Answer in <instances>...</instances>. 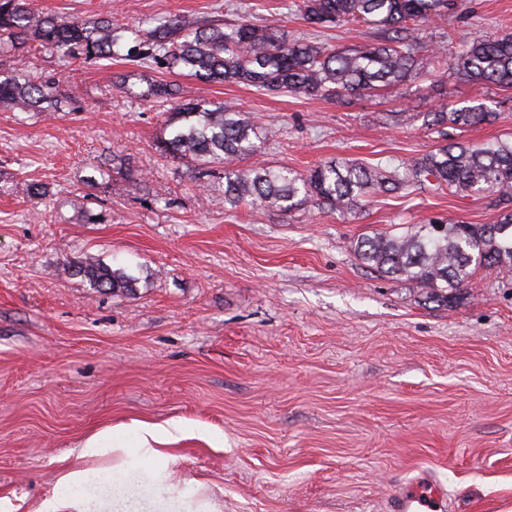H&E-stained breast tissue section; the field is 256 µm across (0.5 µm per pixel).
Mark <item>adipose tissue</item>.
<instances>
[{
	"mask_svg": "<svg viewBox=\"0 0 512 512\" xmlns=\"http://www.w3.org/2000/svg\"><path fill=\"white\" fill-rule=\"evenodd\" d=\"M182 430L172 422L139 425L130 441L108 430L92 435L35 512H221L207 487L182 489L173 480L175 457L164 443Z\"/></svg>",
	"mask_w": 512,
	"mask_h": 512,
	"instance_id": "adipose-tissue-1",
	"label": "adipose tissue"
}]
</instances>
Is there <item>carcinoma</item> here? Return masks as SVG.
<instances>
[{
	"mask_svg": "<svg viewBox=\"0 0 512 512\" xmlns=\"http://www.w3.org/2000/svg\"><path fill=\"white\" fill-rule=\"evenodd\" d=\"M463 0H298L297 10L314 24L367 25L377 38L356 48H335L319 41L291 40L288 31L247 19L205 25L173 16L134 37L141 59L188 72L202 83H232L259 90L314 97L371 96L430 74L486 86L512 88V35H477L453 57L437 50L428 61L417 57L423 28L448 19ZM121 36L112 20L91 26L59 19L33 8L31 0H0V61H14L32 43L56 50L69 60L107 59L119 52ZM172 83H150L139 93L171 106V137L160 150L195 163L201 177L222 167L224 206L276 208L286 214L308 206L351 210L379 194L406 191L426 183L450 193L491 191L512 203V140L444 143L420 158L381 172L353 160L321 162L303 175L286 167L238 166L272 137L253 118L222 103L200 100L181 104ZM52 81L17 75L0 79V107L44 112L57 107ZM493 112L474 101L448 112L426 113L425 125L443 137L445 128L465 130L490 121ZM356 253L367 266L420 286L430 302H448L473 268L512 266V210L493 224H455L431 219L401 233L376 232L357 241ZM70 269L91 287L121 291L130 280L106 265L86 260Z\"/></svg>",
	"mask_w": 512,
	"mask_h": 512,
	"instance_id": "1",
	"label": "carcinoma"
}]
</instances>
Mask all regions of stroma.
<instances>
[{
  "instance_id": "35a3bbf8",
  "label": "stroma",
  "mask_w": 512,
  "mask_h": 512,
  "mask_svg": "<svg viewBox=\"0 0 512 512\" xmlns=\"http://www.w3.org/2000/svg\"><path fill=\"white\" fill-rule=\"evenodd\" d=\"M292 0H33L88 24L149 30L186 15L249 17L311 37ZM512 34V0H466L425 32L420 57ZM55 82L57 112L0 110V501L32 512L74 450L112 430L181 422L180 481L223 512H391L419 472L447 512H512V267L477 268L451 302L357 257L359 238L443 217L490 224L495 195L418 190L353 210L224 205L195 166L158 149L155 104L120 76L172 82L181 101L234 106L275 128L255 166L308 174L332 158L393 167L438 136L425 113L483 98L489 123L452 140L512 137V89L423 76L373 96L323 99L204 84L120 56L70 62L46 48L0 69ZM123 273L98 291L68 263Z\"/></svg>"
}]
</instances>
